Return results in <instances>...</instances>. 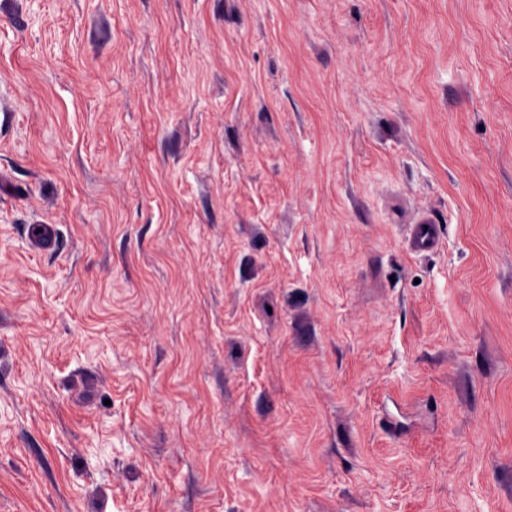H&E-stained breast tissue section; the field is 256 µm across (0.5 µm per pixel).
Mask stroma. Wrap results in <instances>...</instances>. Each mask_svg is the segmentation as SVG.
<instances>
[{"instance_id":"1","label":"stroma","mask_w":512,"mask_h":512,"mask_svg":"<svg viewBox=\"0 0 512 512\" xmlns=\"http://www.w3.org/2000/svg\"><path fill=\"white\" fill-rule=\"evenodd\" d=\"M0 512H512V0H0ZM435 221L430 215L421 217L412 230L410 249L415 252L432 250L437 243Z\"/></svg>"}]
</instances>
